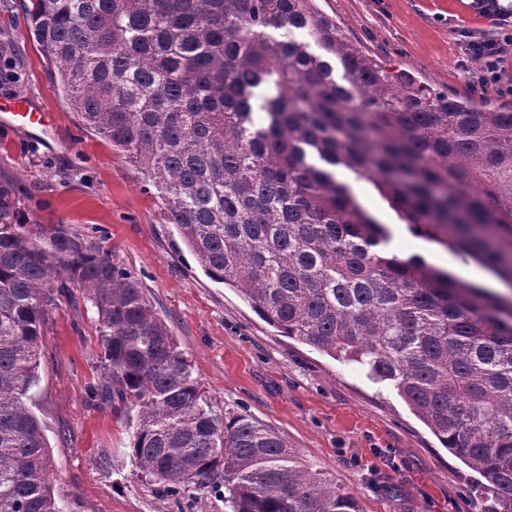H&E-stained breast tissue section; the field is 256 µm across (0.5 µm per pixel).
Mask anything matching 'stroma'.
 Segmentation results:
<instances>
[{
	"mask_svg": "<svg viewBox=\"0 0 512 512\" xmlns=\"http://www.w3.org/2000/svg\"><path fill=\"white\" fill-rule=\"evenodd\" d=\"M30 0H0V99L23 96L54 113L61 147L0 128V182L14 189L27 232L63 227L136 276L171 327L213 411L252 417L295 448L302 461L353 496L358 512H480L478 476L441 447L393 388L279 335L236 291L207 278L178 249L161 202L111 145L81 130L29 31ZM366 54L452 97L512 107V94H479L477 62L460 30L484 40L496 24L472 0H317ZM359 203L391 231L389 249L493 292L506 286L479 264L414 235L367 180L337 169ZM96 315L60 304L43 338L34 411L51 447L50 481L62 512H229L218 483L167 497L130 459L137 411L100 400Z\"/></svg>",
	"mask_w": 512,
	"mask_h": 512,
	"instance_id": "stroma-1",
	"label": "stroma"
}]
</instances>
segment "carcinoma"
Listing matches in <instances>:
<instances>
[{"label":"carcinoma","mask_w":512,"mask_h":512,"mask_svg":"<svg viewBox=\"0 0 512 512\" xmlns=\"http://www.w3.org/2000/svg\"><path fill=\"white\" fill-rule=\"evenodd\" d=\"M52 91L154 189L212 281L282 335L365 366L512 512V301L418 256L336 178L512 284V108L448 96L351 44L316 0H30ZM307 40H298L294 32ZM0 184V512H62L31 408L65 275L98 315L105 388L139 408L135 467L231 512H356L248 416L224 423L135 276L66 229L19 230Z\"/></svg>","instance_id":"1"}]
</instances>
